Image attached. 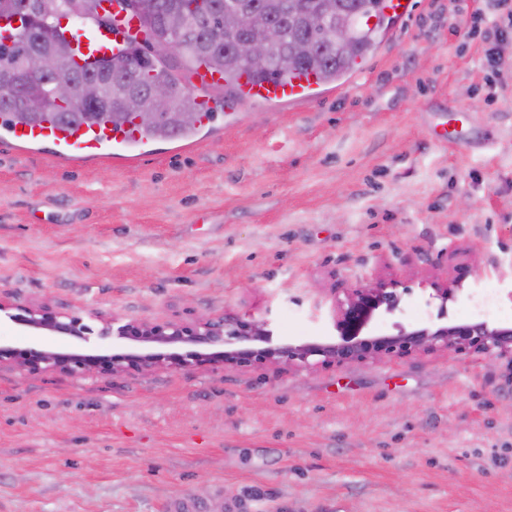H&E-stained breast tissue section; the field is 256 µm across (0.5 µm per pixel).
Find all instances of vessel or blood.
I'll return each instance as SVG.
<instances>
[{"label": "vessel or blood", "instance_id": "1", "mask_svg": "<svg viewBox=\"0 0 512 512\" xmlns=\"http://www.w3.org/2000/svg\"><path fill=\"white\" fill-rule=\"evenodd\" d=\"M137 27L130 21H110L86 26L81 36H74L72 29H65V37L70 38L73 58L85 70H93L99 63L113 54L125 50L137 34ZM195 89L198 110L202 123H209L214 104L208 93L224 82L221 72L207 66L195 67L191 74ZM315 74L299 75L287 81L277 80L264 83L253 82L247 72H239L234 89L235 103L264 102L277 104L283 101H302L310 97L318 88ZM0 133L16 143L30 145L52 144L61 158L77 156H104L112 152L126 151L140 144L141 133L137 122L131 121L115 127L109 124L80 125L65 128L53 119H45L35 125L2 124Z\"/></svg>", "mask_w": 512, "mask_h": 512}]
</instances>
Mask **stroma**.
I'll list each match as a JSON object with an SVG mask.
<instances>
[{
    "label": "stroma",
    "instance_id": "35a3bbf8",
    "mask_svg": "<svg viewBox=\"0 0 512 512\" xmlns=\"http://www.w3.org/2000/svg\"><path fill=\"white\" fill-rule=\"evenodd\" d=\"M307 101L217 111L134 160L0 136V296L103 320L269 321L333 341L351 289L411 288L365 335L512 326V32L414 0ZM468 115L466 151L448 114ZM460 279L441 304L431 282ZM512 512L503 360L439 346L278 369L69 374L0 362V512Z\"/></svg>",
    "mask_w": 512,
    "mask_h": 512
}]
</instances>
